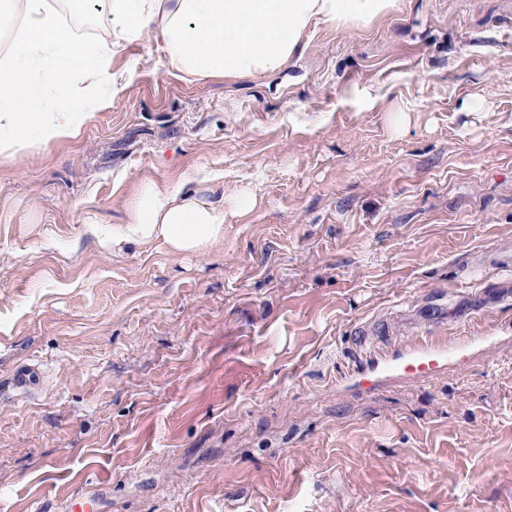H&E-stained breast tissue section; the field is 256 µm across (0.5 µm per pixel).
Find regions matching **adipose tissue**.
Segmentation results:
<instances>
[{
    "label": "adipose tissue",
    "instance_id": "1",
    "mask_svg": "<svg viewBox=\"0 0 512 512\" xmlns=\"http://www.w3.org/2000/svg\"><path fill=\"white\" fill-rule=\"evenodd\" d=\"M397 0H101L99 35L85 41L58 0H0L13 48L0 55V158L79 135L122 81L112 56L161 37L170 69L195 80L251 79L291 63L317 28L366 26ZM224 239V207L207 196L143 183L112 248L163 242L204 254Z\"/></svg>",
    "mask_w": 512,
    "mask_h": 512
}]
</instances>
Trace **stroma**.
<instances>
[{"label": "stroma", "instance_id": "obj_1", "mask_svg": "<svg viewBox=\"0 0 512 512\" xmlns=\"http://www.w3.org/2000/svg\"><path fill=\"white\" fill-rule=\"evenodd\" d=\"M112 68L78 136L0 159V512H512V0H398L257 80L158 40ZM145 180L223 242L102 247ZM492 321L433 375L353 369L358 327Z\"/></svg>", "mask_w": 512, "mask_h": 512}]
</instances>
